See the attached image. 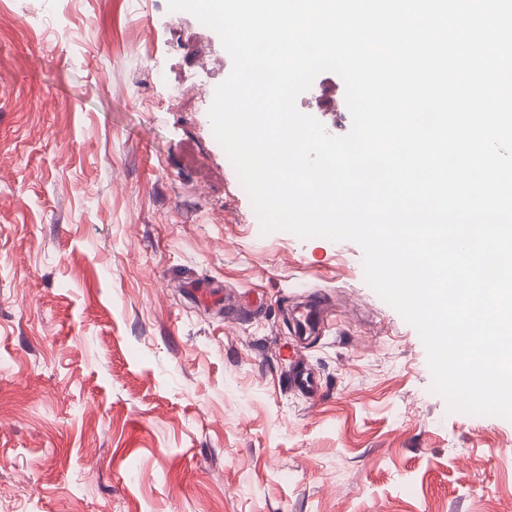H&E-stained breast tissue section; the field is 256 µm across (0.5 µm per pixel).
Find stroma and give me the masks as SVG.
Here are the masks:
<instances>
[{"mask_svg":"<svg viewBox=\"0 0 512 512\" xmlns=\"http://www.w3.org/2000/svg\"><path fill=\"white\" fill-rule=\"evenodd\" d=\"M231 69L167 0H0V512H512V420L431 392L361 248L262 234ZM299 100L349 132L337 74Z\"/></svg>","mask_w":512,"mask_h":512,"instance_id":"1","label":"stroma"}]
</instances>
